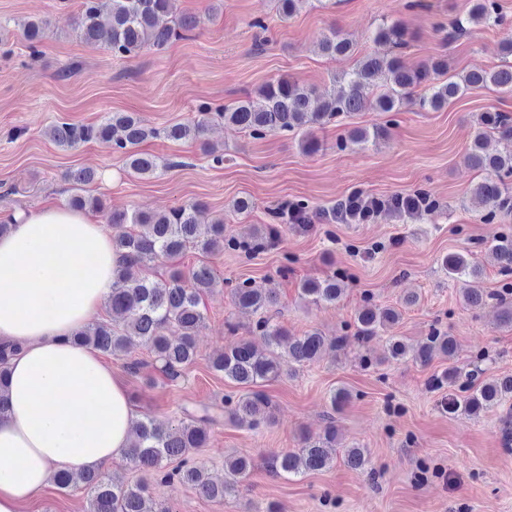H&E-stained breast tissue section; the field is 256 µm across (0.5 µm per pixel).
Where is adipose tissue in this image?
Segmentation results:
<instances>
[{"label": "adipose tissue", "instance_id": "adipose-tissue-1", "mask_svg": "<svg viewBox=\"0 0 512 512\" xmlns=\"http://www.w3.org/2000/svg\"><path fill=\"white\" fill-rule=\"evenodd\" d=\"M120 257L89 214L49 206L0 236V340L18 353L0 378V512L25 506L60 472L124 455L137 418L123 383L71 342L112 292Z\"/></svg>", "mask_w": 512, "mask_h": 512}]
</instances>
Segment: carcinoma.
Masks as SVG:
<instances>
[{"mask_svg":"<svg viewBox=\"0 0 512 512\" xmlns=\"http://www.w3.org/2000/svg\"><path fill=\"white\" fill-rule=\"evenodd\" d=\"M310 0H278L280 18L293 17ZM174 0H80L74 32L84 43L107 48L114 57H129L145 48L162 51L173 41L185 39L199 26L197 17L181 16L171 26L159 25V18L173 10ZM509 24L500 13L497 0H471V7L454 18L448 38L469 32L475 26H504ZM47 22L28 21L23 36L32 54L38 53ZM377 47L389 51L373 53L358 60L349 72L332 77L334 87L320 97L316 91L296 81L279 77L258 89L256 96L247 95L222 107L208 103L197 106V116L184 123L161 127L150 126L134 113L113 112L98 122L79 124L56 122L47 134L58 146L72 150L93 141L110 142L121 153L128 171L139 177H153L166 167L158 157L139 150L147 140L202 141L209 115L214 113L254 138L272 133H292L308 154L322 148L314 131L332 119L359 112L367 96L375 97L380 112L397 113L411 106L420 110H439L462 96L471 87L493 86L503 93H512V62L507 61L492 70H473L461 77L448 74V64L435 60L417 68L406 66L396 50L409 40L406 28L398 21L383 22L369 35ZM352 49L348 39L336 30L323 35L319 50L328 56L343 55ZM381 126L355 128L336 142V149H364L387 136ZM494 137L504 150L487 152V140ZM465 164L486 173L472 188V197L484 210V220L492 223L512 214V114L487 111L481 114L479 127L465 156ZM98 174L80 169L67 174L75 193L65 206L71 209L105 211L99 197L83 194V186L94 182ZM202 204L193 202L166 212L147 209L113 211L108 214L112 224H133L134 233L112 238V248L122 257L113 273L112 294L105 306L113 321L89 324L73 334L76 346H90L102 353H127L131 339L148 345L160 363L161 372L171 382L177 381L196 357V336L203 324L201 296L213 285L212 268L200 261L185 274L175 268L166 281H150L138 277L141 267L159 257L173 259L189 250L210 255L231 250L252 251L263 248L278 238L279 225L287 224L296 232H306L312 223L369 224L380 214L405 221L431 217L439 208L438 199L427 189L412 193H392L374 196L354 189L328 207H313L303 199L287 201L272 212L273 224H265L252 237L244 240L224 239V220L210 224L198 221ZM485 251L490 254L505 275L512 274V233L498 236ZM441 269L456 283L483 272L476 254L470 251L446 254ZM344 294L342 284L331 276L323 280L301 283V298L314 305H332ZM231 300L240 310L256 317L254 330L266 342L265 352L257 351L249 341H240L224 350L212 361L214 371L241 389L238 397L229 396L225 407L232 421L258 428L272 422L269 399L257 390L262 383L281 376L285 366H303L317 362L328 351L339 352L344 345L355 341L367 344L381 336L400 319L392 307L377 304L362 306L355 317L353 336L329 337L319 330L294 336L275 323L270 311L277 306L276 294L256 286L251 280L236 282L230 289ZM500 308L499 323L512 328V282L492 294ZM457 355L454 337L437 329L430 330L425 341L409 349L399 338L390 336L380 362L402 361L406 358L428 365L435 358L448 361ZM483 356L473 360V369L465 371L456 366L433 376L430 385L437 391L449 389L448 413L476 417L507 399L512 398V377L490 376L480 367ZM213 416L190 417L177 424L147 417L136 426L126 451V458L141 472L160 477L164 483L177 481L194 487L209 499H222L239 492L250 478L254 459L239 455L224 461V480L214 482L207 471L196 466L190 458L193 450L203 447L208 439V425ZM303 446L281 454L272 463V472L288 478L306 472L321 471L336 460V427L329 421L322 433L306 434ZM347 465L364 470L368 458L364 449H344ZM59 488L80 487L87 496V512H156L155 502L148 495L147 483L127 484L121 480L107 481L96 468L78 473L62 472L55 476Z\"/></svg>","mask_w":512,"mask_h":512,"instance_id":"1","label":"carcinoma"}]
</instances>
